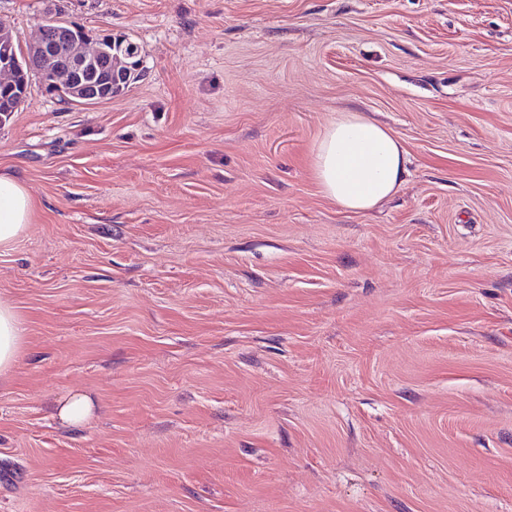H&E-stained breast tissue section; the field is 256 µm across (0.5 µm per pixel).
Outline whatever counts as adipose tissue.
<instances>
[{"mask_svg": "<svg viewBox=\"0 0 512 512\" xmlns=\"http://www.w3.org/2000/svg\"><path fill=\"white\" fill-rule=\"evenodd\" d=\"M408 153L389 128L359 112L341 113L311 148L313 177L321 193L348 212H366L394 195L408 172ZM35 203L14 174L0 173V251L26 233ZM25 341L15 308L0 301V378L10 377Z\"/></svg>", "mask_w": 512, "mask_h": 512, "instance_id": "adipose-tissue-1", "label": "adipose tissue"}]
</instances>
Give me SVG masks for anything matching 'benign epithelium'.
<instances>
[{
	"label": "benign epithelium",
	"mask_w": 512,
	"mask_h": 512,
	"mask_svg": "<svg viewBox=\"0 0 512 512\" xmlns=\"http://www.w3.org/2000/svg\"><path fill=\"white\" fill-rule=\"evenodd\" d=\"M140 47L132 42L115 45L110 38H93L67 24L39 25V36L26 49L7 52L0 59V90L23 102L29 87L21 82L24 71L48 69L45 90L70 104H95L98 77L103 72L126 74L140 68Z\"/></svg>",
	"instance_id": "7a95c632"
}]
</instances>
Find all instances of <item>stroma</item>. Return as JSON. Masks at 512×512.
<instances>
[{
    "label": "stroma",
    "mask_w": 512,
    "mask_h": 512,
    "mask_svg": "<svg viewBox=\"0 0 512 512\" xmlns=\"http://www.w3.org/2000/svg\"><path fill=\"white\" fill-rule=\"evenodd\" d=\"M50 16L142 75L0 118V512H512V0H0ZM348 109L410 160L360 214L309 163ZM35 202L12 173H0V251L10 250L31 224ZM25 327L15 308L0 301V379L12 374L25 341ZM57 416L71 424H84L94 414V403L86 394L74 392L59 401L56 407Z\"/></svg>",
    "instance_id": "1"
}]
</instances>
